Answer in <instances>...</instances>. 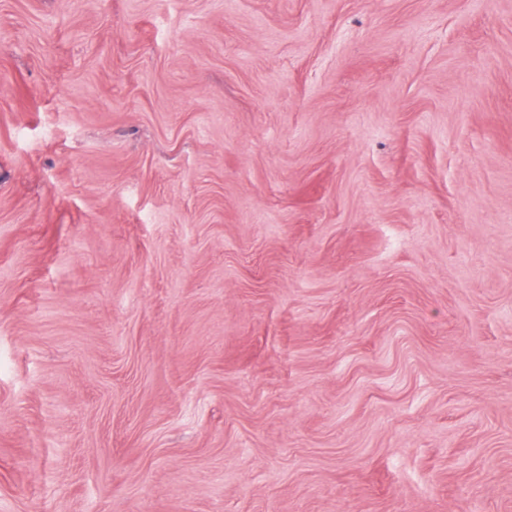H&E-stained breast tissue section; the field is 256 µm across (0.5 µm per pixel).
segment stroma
Returning <instances> with one entry per match:
<instances>
[{"mask_svg": "<svg viewBox=\"0 0 512 512\" xmlns=\"http://www.w3.org/2000/svg\"><path fill=\"white\" fill-rule=\"evenodd\" d=\"M0 512H512V0H0Z\"/></svg>", "mask_w": 512, "mask_h": 512, "instance_id": "35a3bbf8", "label": "stroma"}]
</instances>
